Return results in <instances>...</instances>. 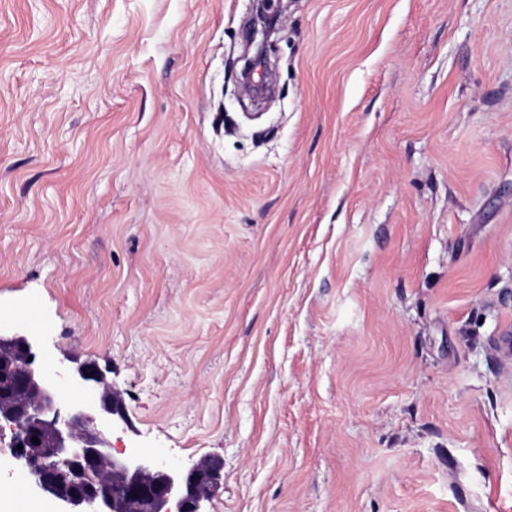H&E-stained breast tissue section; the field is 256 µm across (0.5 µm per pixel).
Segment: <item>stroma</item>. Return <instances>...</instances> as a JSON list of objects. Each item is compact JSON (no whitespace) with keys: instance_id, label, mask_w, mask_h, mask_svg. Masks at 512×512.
<instances>
[{"instance_id":"obj_1","label":"stroma","mask_w":512,"mask_h":512,"mask_svg":"<svg viewBox=\"0 0 512 512\" xmlns=\"http://www.w3.org/2000/svg\"><path fill=\"white\" fill-rule=\"evenodd\" d=\"M251 14L0 0V330L207 512H512V0ZM258 5V18L255 19L251 43L255 45V58H262L266 55L268 38L275 29L278 18L276 15L268 14V2L265 0L255 1Z\"/></svg>"}]
</instances>
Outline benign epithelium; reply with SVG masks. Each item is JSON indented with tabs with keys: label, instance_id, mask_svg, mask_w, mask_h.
<instances>
[{
	"label": "benign epithelium",
	"instance_id": "benign-epithelium-1",
	"mask_svg": "<svg viewBox=\"0 0 512 512\" xmlns=\"http://www.w3.org/2000/svg\"><path fill=\"white\" fill-rule=\"evenodd\" d=\"M251 43L266 55L278 18L258 0ZM253 63L242 70L244 90L256 97L268 87L252 81ZM90 376H85V373ZM83 393L61 408V386ZM12 429V456L63 512H206L220 484L222 465L198 463L184 473L149 454L117 456L108 433L129 424L121 395L91 363L48 367L37 361L31 338L0 333V422ZM37 437L39 443L32 442ZM22 449H17V446Z\"/></svg>",
	"mask_w": 512,
	"mask_h": 512
}]
</instances>
